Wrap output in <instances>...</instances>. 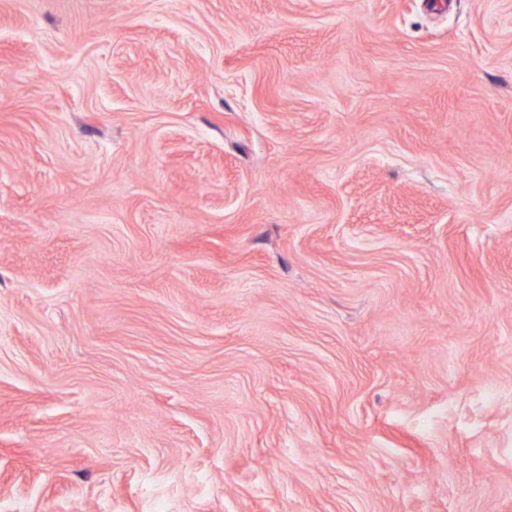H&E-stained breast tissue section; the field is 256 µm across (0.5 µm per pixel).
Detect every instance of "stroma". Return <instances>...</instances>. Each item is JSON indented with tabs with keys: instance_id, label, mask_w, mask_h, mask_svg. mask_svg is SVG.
Returning <instances> with one entry per match:
<instances>
[{
	"instance_id": "1",
	"label": "stroma",
	"mask_w": 512,
	"mask_h": 512,
	"mask_svg": "<svg viewBox=\"0 0 512 512\" xmlns=\"http://www.w3.org/2000/svg\"><path fill=\"white\" fill-rule=\"evenodd\" d=\"M0 512H512V0H0Z\"/></svg>"
}]
</instances>
